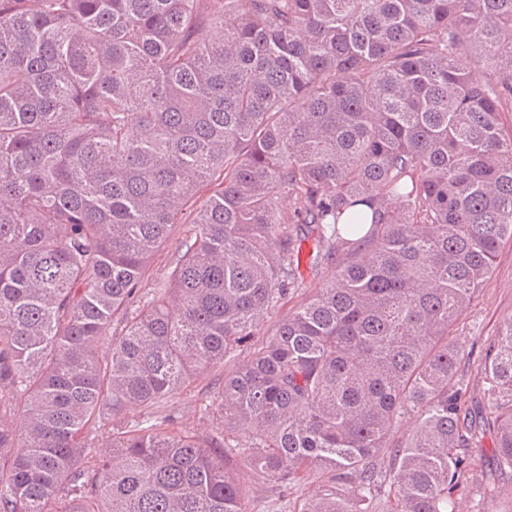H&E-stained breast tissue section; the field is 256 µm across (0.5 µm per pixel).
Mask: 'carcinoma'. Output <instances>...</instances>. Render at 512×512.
I'll list each match as a JSON object with an SVG mask.
<instances>
[{
  "instance_id": "carcinoma-1",
  "label": "carcinoma",
  "mask_w": 512,
  "mask_h": 512,
  "mask_svg": "<svg viewBox=\"0 0 512 512\" xmlns=\"http://www.w3.org/2000/svg\"><path fill=\"white\" fill-rule=\"evenodd\" d=\"M508 112L512 0H0V512H248L238 457L319 478L298 512H455L486 428L511 474L512 315L476 410L455 339L512 244ZM329 270L214 434L159 414ZM189 228L190 224L174 225L168 239L156 251L149 263L144 280L145 288L149 289L166 284L168 273L176 259L181 241Z\"/></svg>"
}]
</instances>
